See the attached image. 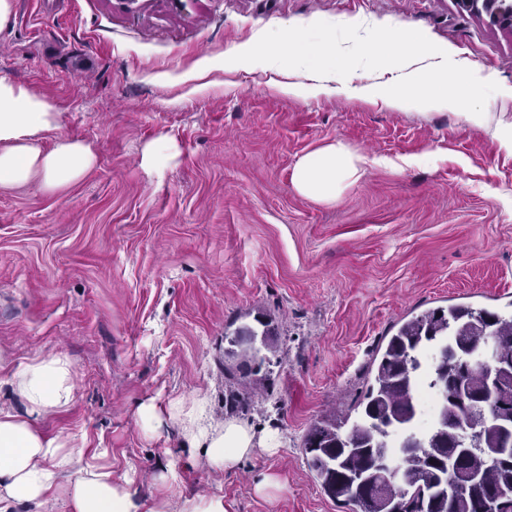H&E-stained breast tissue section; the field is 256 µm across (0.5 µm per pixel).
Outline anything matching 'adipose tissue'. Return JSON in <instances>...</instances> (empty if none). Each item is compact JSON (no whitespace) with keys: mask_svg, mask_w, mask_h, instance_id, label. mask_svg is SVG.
Instances as JSON below:
<instances>
[{"mask_svg":"<svg viewBox=\"0 0 512 512\" xmlns=\"http://www.w3.org/2000/svg\"><path fill=\"white\" fill-rule=\"evenodd\" d=\"M369 52L377 58H397L390 78L375 72L353 82L344 72L346 54L331 46H305L299 64L280 51L275 65L285 80L279 88L290 95L333 90L349 98L378 99L392 109L404 108L412 95L421 94L428 103L458 111L472 124L492 122V113L470 109L473 91L488 78L468 60L449 59L447 50L431 48L417 35L376 39ZM59 126L60 114L50 100L0 78V188L36 182L53 192L79 181L96 166L92 143L61 137L45 147L43 133ZM367 163L345 142L332 140L298 158L292 185L305 198L332 203L360 180ZM1 371L27 410L20 415L0 409V512H12L22 503L57 500L68 512H167L165 503H140L129 480L113 478L109 467L84 462L81 450L68 438L43 430L46 416L69 409L75 400L68 359L49 355L15 366L0 358ZM141 415L151 422L167 417L183 443L202 450L207 463L220 471L235 470L263 454L274 455L280 447L275 431L259 432L235 418L213 422L203 397L172 400L162 415L145 405Z\"/></svg>","mask_w":512,"mask_h":512,"instance_id":"obj_1","label":"adipose tissue"}]
</instances>
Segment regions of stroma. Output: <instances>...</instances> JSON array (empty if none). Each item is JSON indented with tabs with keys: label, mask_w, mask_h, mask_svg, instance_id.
<instances>
[{
	"label": "stroma",
	"mask_w": 512,
	"mask_h": 512,
	"mask_svg": "<svg viewBox=\"0 0 512 512\" xmlns=\"http://www.w3.org/2000/svg\"><path fill=\"white\" fill-rule=\"evenodd\" d=\"M411 32L491 78L479 127L419 101L394 110L337 94L282 93L256 34L353 47L351 75L378 69L364 42ZM0 77L49 98L68 135L97 145L95 169L55 192L0 189V352L60 353L73 406L43 420L90 463L171 504L221 496L233 512H351L306 462L311 423L363 397L371 359L412 309L470 302L512 311V34L453 0H16L0 30ZM179 154L163 176L142 148ZM366 156L336 202L297 194L293 166L332 140ZM272 322L278 349L243 381L224 373V333ZM215 419L277 430L280 451L235 472L209 468L169 421L175 398ZM174 470L176 477L159 476ZM287 484L264 498V475ZM177 157V150L173 143L163 141L162 143L148 144L141 155L143 168L160 173L168 167Z\"/></svg>",
	"instance_id": "stroma-1"
}]
</instances>
